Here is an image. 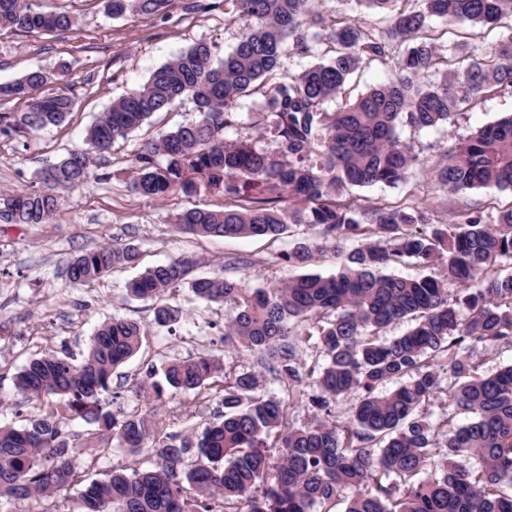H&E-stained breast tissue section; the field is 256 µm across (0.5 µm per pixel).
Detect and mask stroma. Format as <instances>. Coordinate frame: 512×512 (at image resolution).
I'll list each match as a JSON object with an SVG mask.
<instances>
[{"instance_id": "1", "label": "stroma", "mask_w": 512, "mask_h": 512, "mask_svg": "<svg viewBox=\"0 0 512 512\" xmlns=\"http://www.w3.org/2000/svg\"><path fill=\"white\" fill-rule=\"evenodd\" d=\"M36 10L64 9L78 18L60 33H23L0 28V84L39 68L50 74V90L75 100L67 120L57 127L25 135L0 134V193L38 187L42 169L69 150L85 148L87 129L111 104L143 84L150 73L193 43L213 46L217 54L236 44L240 23L230 19L224 0H207L206 9L186 10L187 0H172L166 15L130 14L111 18L101 0H24ZM512 113V94L486 98L454 126L417 131L400 128L401 139L413 143L422 163L411 178L395 187L355 188L356 204L400 205L419 202L433 221L450 224L466 209L487 214L512 206V193L495 188L451 195L436 184L431 165L455 140L476 127ZM190 100L176 101L155 113L140 130L115 142L109 152L94 156L91 179L65 194L56 220L49 224H8L0 220V425L19 426L37 412L14 386V377L30 359L48 351L81 362L100 324L114 318L138 322L145 336L139 352L112 374L104 401L112 412L146 410L152 399L137 396V386L161 370L166 361L201 354L223 358L242 367L253 360L224 343V307L197 298L190 282L198 277L241 279L252 288H268L299 274L280 255L316 238L307 224L290 225L280 239L203 237L179 232L178 213L188 208L220 210L222 196L204 180L186 195L164 199L140 197L131 189L132 159L142 145L162 132L195 121ZM118 241L134 245V266L118 267L87 285L70 283L65 264L70 257ZM247 259V266L228 268L225 258ZM183 258L193 259L188 278L170 288L164 302L180 310L173 326L155 323L151 300L127 293L130 279L146 268ZM161 432L169 435L203 428L224 407L215 390L200 393L167 390Z\"/></svg>"}]
</instances>
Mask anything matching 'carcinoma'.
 Returning <instances> with one entry per match:
<instances>
[{
	"label": "carcinoma",
	"instance_id": "1",
	"mask_svg": "<svg viewBox=\"0 0 512 512\" xmlns=\"http://www.w3.org/2000/svg\"><path fill=\"white\" fill-rule=\"evenodd\" d=\"M114 18L132 12L167 13L172 0H104ZM244 21L239 41L222 59L196 43L158 67L139 87L112 101L87 130L89 149L46 168L38 189L0 197L9 224H47L60 194L84 185L92 154L109 151L156 112L189 98L198 120L144 144L132 160L135 193L163 199L195 189L204 177L224 197V209L192 208L176 228L214 237L278 238L291 224H310L318 241L281 254L292 267L310 265L330 249L339 271L303 274L271 288L243 280L197 278L192 292L224 304V337L256 355L257 368L237 371L211 356L172 362L162 385L182 392L223 385L224 413L197 431L159 440L158 406L117 418L102 404L113 371L139 350L143 331L112 319L91 337L80 364L47 352L16 374L15 387L40 402L20 426H0V506L28 501L41 509L61 492H76V512H512V365L477 373L475 355L512 343V206L490 218L471 210L450 227L435 224L418 203L361 206L344 197L352 187L406 181L419 154L400 138L414 130L454 125L486 97L512 93V0H354L356 15L330 20L316 0H225ZM384 14L385 26L366 19ZM465 29L442 53L435 22ZM66 11H33L22 0H0V27L23 32L67 31ZM502 27L490 48L472 30ZM317 57L284 76L287 55ZM392 67L391 78L352 98L346 85L366 60ZM434 79H429V76ZM47 73L33 70L1 85L25 111L0 113V133L29 135L64 123L74 108L67 94L43 95ZM260 93L254 124L272 130V145L257 149L230 140L240 99ZM335 103V109L326 105ZM450 193L495 187L512 191V116L457 140L434 165ZM361 245L346 252L344 245ZM130 244H105L71 257L68 280L84 285L130 265ZM433 275L398 277L402 264ZM190 262L146 269L129 283L136 298H159L184 279ZM181 312L167 305L154 320L169 326ZM414 326L390 340L379 334L397 321ZM316 324L324 364L306 366L295 337ZM457 408L433 424L419 410L440 387ZM281 382L288 401L261 393L263 374ZM405 380L391 393L376 389ZM316 392L306 395V388ZM308 396L316 410L303 427L288 425V402ZM356 396L349 414L334 404ZM92 426L83 437L67 427ZM137 454L156 456L153 468H114L90 477L103 437ZM275 439L280 456L271 455ZM85 456L77 463L79 456ZM192 457L183 466L184 457Z\"/></svg>",
	"mask_w": 512,
	"mask_h": 512
}]
</instances>
